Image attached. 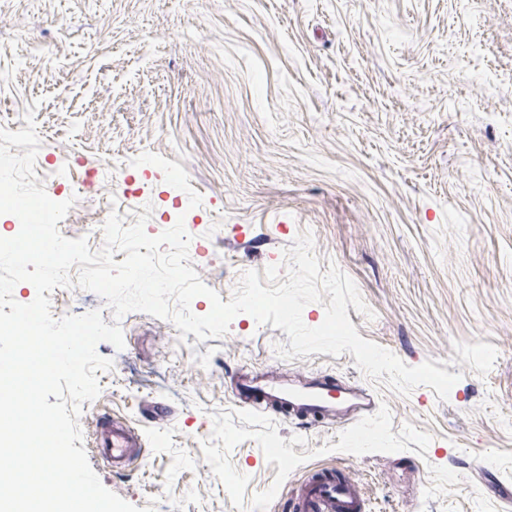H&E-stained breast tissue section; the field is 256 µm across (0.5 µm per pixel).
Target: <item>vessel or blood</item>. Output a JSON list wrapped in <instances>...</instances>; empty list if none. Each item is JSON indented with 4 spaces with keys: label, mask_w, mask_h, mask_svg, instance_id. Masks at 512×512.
Listing matches in <instances>:
<instances>
[{
    "label": "vessel or blood",
    "mask_w": 512,
    "mask_h": 512,
    "mask_svg": "<svg viewBox=\"0 0 512 512\" xmlns=\"http://www.w3.org/2000/svg\"><path fill=\"white\" fill-rule=\"evenodd\" d=\"M235 402L257 414L274 413L301 424H340L363 438L382 412L377 394L365 384L344 377L314 376L285 381L274 372L238 371L232 377ZM95 447L114 471L125 470L143 456L145 438L118 418L95 423ZM288 512H369L363 488L340 466L309 470L285 502Z\"/></svg>",
    "instance_id": "vessel-or-blood-1"
}]
</instances>
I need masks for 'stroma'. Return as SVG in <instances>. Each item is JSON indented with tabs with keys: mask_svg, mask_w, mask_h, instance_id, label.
I'll list each match as a JSON object with an SVG mask.
<instances>
[{
	"mask_svg": "<svg viewBox=\"0 0 512 512\" xmlns=\"http://www.w3.org/2000/svg\"><path fill=\"white\" fill-rule=\"evenodd\" d=\"M0 126L35 107L52 167L97 207L141 189L155 237L184 221L191 267L229 301L242 275L311 233L321 271L370 309L358 334L410 366L447 362V401L372 382L362 438L239 408L240 368L364 380L351 353L280 358L289 338L249 314L220 338L123 316L92 419L139 429L146 453L102 484L154 512H274L308 470L348 467L371 512H512V0H0ZM112 311L92 291L54 318ZM161 402L170 416L153 419ZM282 441L291 459L270 456Z\"/></svg>",
	"mask_w": 512,
	"mask_h": 512,
	"instance_id": "1",
	"label": "stroma"
}]
</instances>
